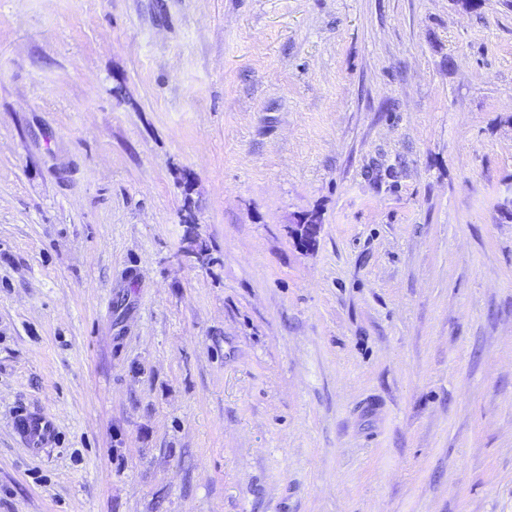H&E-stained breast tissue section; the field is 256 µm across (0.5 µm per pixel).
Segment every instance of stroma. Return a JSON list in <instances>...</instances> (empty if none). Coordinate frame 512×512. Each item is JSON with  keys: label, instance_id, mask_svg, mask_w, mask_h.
Here are the masks:
<instances>
[{"label": "stroma", "instance_id": "1", "mask_svg": "<svg viewBox=\"0 0 512 512\" xmlns=\"http://www.w3.org/2000/svg\"><path fill=\"white\" fill-rule=\"evenodd\" d=\"M0 512H512V0H0ZM15 433L32 452L48 448L56 438L54 420L45 413L28 409L19 410L13 421Z\"/></svg>", "mask_w": 512, "mask_h": 512}]
</instances>
